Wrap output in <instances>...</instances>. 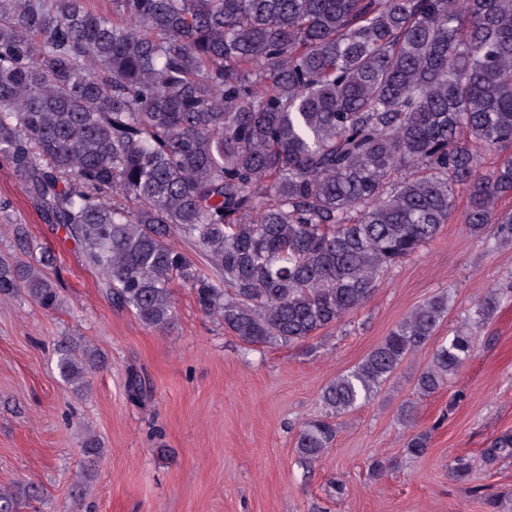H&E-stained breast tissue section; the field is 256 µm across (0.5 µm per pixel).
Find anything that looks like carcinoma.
<instances>
[{
    "mask_svg": "<svg viewBox=\"0 0 512 512\" xmlns=\"http://www.w3.org/2000/svg\"><path fill=\"white\" fill-rule=\"evenodd\" d=\"M512 0H0V160L43 220L65 229L112 303L148 327L170 288L248 345L292 344L362 307L433 240L468 190L465 224L512 235ZM199 245L210 281L170 241ZM54 310L41 267L0 255V298ZM503 294L437 345L416 390L434 393L473 352ZM449 295L399 322L327 385L297 435L322 457L333 419L372 400L434 337ZM105 357L57 350L76 389ZM429 434L407 439V454Z\"/></svg>",
    "mask_w": 512,
    "mask_h": 512,
    "instance_id": "carcinoma-1",
    "label": "carcinoma"
}]
</instances>
